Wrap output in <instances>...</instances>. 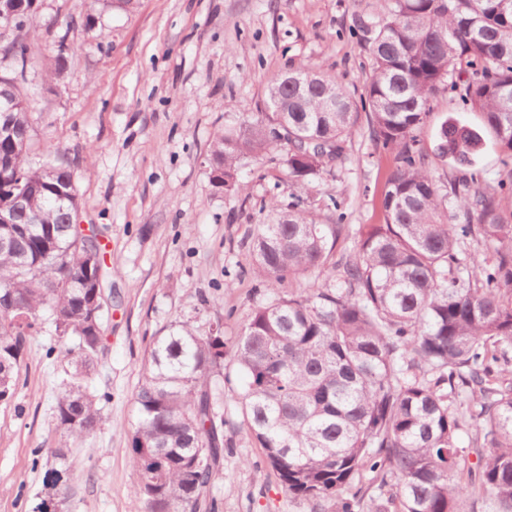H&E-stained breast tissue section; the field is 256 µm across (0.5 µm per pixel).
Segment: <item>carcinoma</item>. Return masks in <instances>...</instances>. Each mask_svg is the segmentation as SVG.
<instances>
[{"label": "carcinoma", "instance_id": "cac0c4a2", "mask_svg": "<svg viewBox=\"0 0 512 512\" xmlns=\"http://www.w3.org/2000/svg\"><path fill=\"white\" fill-rule=\"evenodd\" d=\"M496 0H393L385 19L359 24L371 70L359 101L336 76L304 65L268 80L266 109L216 136L212 181L238 191L242 161L282 165L305 189L345 158L359 111L375 142L395 153L383 195L384 223L359 229L354 255L336 260L343 216L322 217L302 196L288 208L265 203L250 248L253 274L291 290L258 307L232 363L243 376L247 433L266 451L288 493L336 498L364 467L388 497L356 498L365 512H463L468 499L512 512V208L472 169L477 131L444 121L435 151L469 169L439 183L417 132L429 100L462 82L501 151L512 157V11ZM34 0H0V14L30 28ZM0 403L20 385L28 339L51 311L58 354L71 366L54 419L81 441L104 424L87 379L104 352L106 266L97 236L80 227L71 168L33 167L30 103L16 77L0 74ZM26 193L23 207L16 196ZM39 223L32 224V216ZM224 377L220 326L183 322L154 337L136 397L132 494L147 512H218L211 484L224 463V419L216 411ZM466 407L472 432L463 442ZM486 448L480 471L465 468ZM67 451H52L48 512L70 489Z\"/></svg>", "mask_w": 512, "mask_h": 512}]
</instances>
